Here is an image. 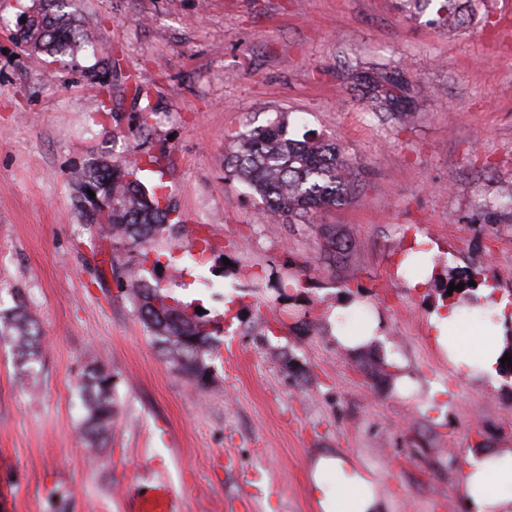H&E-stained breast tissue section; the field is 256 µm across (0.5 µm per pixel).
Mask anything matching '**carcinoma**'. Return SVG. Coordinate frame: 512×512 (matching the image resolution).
<instances>
[{
  "label": "carcinoma",
  "instance_id": "cac0c4a2",
  "mask_svg": "<svg viewBox=\"0 0 512 512\" xmlns=\"http://www.w3.org/2000/svg\"><path fill=\"white\" fill-rule=\"evenodd\" d=\"M66 7L67 0H39L37 10L16 31L17 40L31 51L50 57L73 56L93 44L92 30L78 23ZM441 9L449 27L463 24L464 0H442ZM355 81L361 86L360 92L386 112L408 115L416 111L406 91V79L397 70H361ZM228 165L231 177L245 182L263 200L275 221L314 218L346 204L351 195L352 163L342 150L314 136L293 138L283 119L239 135L231 146ZM143 170L136 160L124 167L100 160L87 164L77 183L90 184L99 197L112 201V206L99 211L86 206L88 199L75 196L74 207L82 223L98 237L117 242L152 239L167 227L179 224L176 209L162 203L159 193L148 194L142 189L139 172ZM486 209L512 211V185L504 187L498 197L486 204ZM351 250L349 240L331 236L327 238L324 260L336 264ZM111 268L119 270L118 287L137 309L170 367L200 387L209 385V360L220 345L219 329H210L211 322L205 315L189 313L190 305L172 290L151 285L142 275V266L114 259ZM480 275L478 269L465 274L448 271V281L456 286L464 284L452 295L468 293L472 300H478ZM471 280L475 285H469ZM0 336L10 338L17 356V374L26 380L40 361L41 332L20 288L15 292L14 306L0 313ZM82 390L81 430L88 447L97 451L106 446L115 420L112 372L102 363H91L84 372Z\"/></svg>",
  "mask_w": 512,
  "mask_h": 512
}]
</instances>
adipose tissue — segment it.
<instances>
[{"instance_id":"ef3b65f1","label":"adipose tissue","mask_w":512,"mask_h":512,"mask_svg":"<svg viewBox=\"0 0 512 512\" xmlns=\"http://www.w3.org/2000/svg\"><path fill=\"white\" fill-rule=\"evenodd\" d=\"M474 309L477 330H465L461 302L451 300L431 309L430 336L449 365L481 383L496 385L499 363L512 340V307L493 299L491 286H481ZM356 298L338 300L330 317L337 345L359 354L378 349L383 337L381 317L370 316L364 329L350 334L342 326L349 311L364 308ZM462 473L457 493L466 512H512V448L484 445L461 451ZM310 487L318 512H388L389 502L375 479L348 457L320 453L309 462Z\"/></svg>"}]
</instances>
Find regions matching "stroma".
Listing matches in <instances>:
<instances>
[{
  "instance_id": "1",
  "label": "stroma",
  "mask_w": 512,
  "mask_h": 512,
  "mask_svg": "<svg viewBox=\"0 0 512 512\" xmlns=\"http://www.w3.org/2000/svg\"><path fill=\"white\" fill-rule=\"evenodd\" d=\"M31 4L0 0V308L24 289L43 350L22 384L0 339V512H128L161 479L182 512H316L320 452L370 471L391 512H465L460 451L512 448V373L491 388L449 367L427 324L442 281L409 288L405 261L427 238L512 299V214L484 207L512 183V38L490 32L512 0H471L454 32L396 0H73L99 50L53 64L14 37ZM377 67L404 70L416 112L355 95L353 72ZM133 75L155 110L143 128ZM279 118L353 163L350 200L319 223L356 243L344 264L324 265L318 225L271 222L226 177L236 136ZM148 155L142 181L163 185L181 227L91 240L76 174ZM145 253L161 259L148 280L223 331L208 387L164 361L113 279L112 256ZM348 294L385 318L410 393L371 372L378 352L337 347L327 317ZM94 360L118 408L95 456L79 398Z\"/></svg>"
}]
</instances>
